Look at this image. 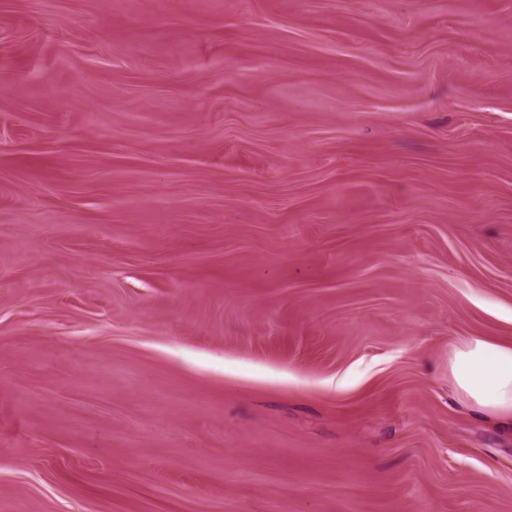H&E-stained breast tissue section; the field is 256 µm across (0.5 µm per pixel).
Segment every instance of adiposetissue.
Returning a JSON list of instances; mask_svg holds the SVG:
<instances>
[{
	"mask_svg": "<svg viewBox=\"0 0 512 512\" xmlns=\"http://www.w3.org/2000/svg\"><path fill=\"white\" fill-rule=\"evenodd\" d=\"M455 394L476 410L512 421V345L472 338L449 358Z\"/></svg>",
	"mask_w": 512,
	"mask_h": 512,
	"instance_id": "1",
	"label": "adipose tissue"
}]
</instances>
